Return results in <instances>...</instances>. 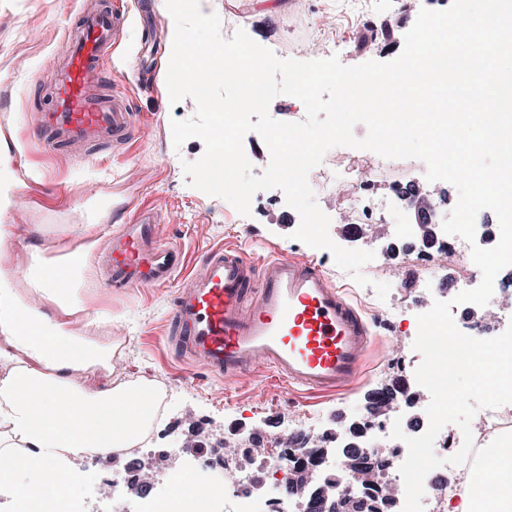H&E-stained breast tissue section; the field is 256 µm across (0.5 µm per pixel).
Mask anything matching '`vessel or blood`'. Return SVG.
Here are the masks:
<instances>
[{"instance_id":"b4317fda","label":"vessel or blood","mask_w":512,"mask_h":512,"mask_svg":"<svg viewBox=\"0 0 512 512\" xmlns=\"http://www.w3.org/2000/svg\"><path fill=\"white\" fill-rule=\"evenodd\" d=\"M104 4L84 9L67 34L52 106L34 113L53 144L96 146L122 140L133 124L123 97L100 88L101 69L128 22ZM160 219L138 209L113 230L103 264L113 288H150L173 279L180 251L163 244ZM170 345L209 372L232 379L267 368L300 390H346L362 370L371 330L362 310L312 261L259 259L238 247L212 249L179 288L170 313Z\"/></svg>"}]
</instances>
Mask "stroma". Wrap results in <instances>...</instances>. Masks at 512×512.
I'll return each mask as SVG.
<instances>
[{"mask_svg": "<svg viewBox=\"0 0 512 512\" xmlns=\"http://www.w3.org/2000/svg\"><path fill=\"white\" fill-rule=\"evenodd\" d=\"M122 2L131 18L103 80L131 102L135 126L121 144L86 152L66 145L48 149L46 134L31 123L34 111L51 103L55 63L66 51V27L74 22L81 0H0V225L25 227L21 239L0 251V267L10 273L20 301L28 302L35 297L26 282L31 245L48 254L64 244L101 252L115 210L132 212L149 205L159 211L162 239L178 247L186 260L177 279L157 288L115 290L90 263L73 309L63 312L48 298L38 299V310L62 316L73 335L112 342V371L102 376V383H148L168 397L144 443L122 448L99 465L114 483L111 496L101 497L92 484L77 488L75 495L81 512H137L138 501L168 495L174 472L195 469L224 487L215 512H233L239 447L253 441L268 448L297 430L311 444L317 436L348 429L362 416L370 393L392 383L399 363L419 366L421 356L413 348L417 306L430 289L457 283L459 272L445 262L422 266L408 258V251L422 244L403 232L416 216L396 191H415L438 225L455 207L458 191L445 181H427L423 161L395 159L372 173L366 184L365 201L379 206L373 223L358 225L356 214L335 194H315L331 219L332 240L375 254L362 268L368 285H359L335 265L329 251L292 239L300 217L281 190L257 192L250 215L244 216L227 201L190 186L183 165L199 160L205 144L192 138L182 147L173 145L171 119L192 118L197 109L190 98L175 105L169 101L173 18L166 0ZM450 4L410 0L405 12L394 0H211V11L223 25L244 30L262 46L285 48L287 58L308 61L335 54L343 65L355 66L396 59L416 12ZM376 26L384 29V39H374ZM91 222L97 229L84 236L81 227ZM222 245L239 246L259 258L313 259L371 320L397 299H406L399 359L390 355L388 335L375 330L363 372L350 392L309 397L267 370L227 381L176 356L167 343L176 291L206 252ZM379 282L390 286L383 300L375 289ZM259 392L264 395L260 403L255 400ZM220 456L224 465L211 466V458Z\"/></svg>", "mask_w": 512, "mask_h": 512, "instance_id": "stroma-1", "label": "stroma"}]
</instances>
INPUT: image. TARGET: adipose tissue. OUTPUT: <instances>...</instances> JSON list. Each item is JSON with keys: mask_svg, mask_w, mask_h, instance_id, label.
<instances>
[{"mask_svg": "<svg viewBox=\"0 0 512 512\" xmlns=\"http://www.w3.org/2000/svg\"><path fill=\"white\" fill-rule=\"evenodd\" d=\"M73 256L70 249L56 258L34 252L28 275L32 287L62 307L80 283L82 267ZM19 322L25 331L16 330ZM111 361L110 346L71 335L0 289V484L17 486L19 512H71L79 477L61 469L57 456L71 448L115 452L152 423L151 388H94L68 379L109 370ZM483 465L496 480L475 473L465 503L448 512H512V455L485 449Z\"/></svg>", "mask_w": 512, "mask_h": 512, "instance_id": "obj_1", "label": "adipose tissue"}]
</instances>
